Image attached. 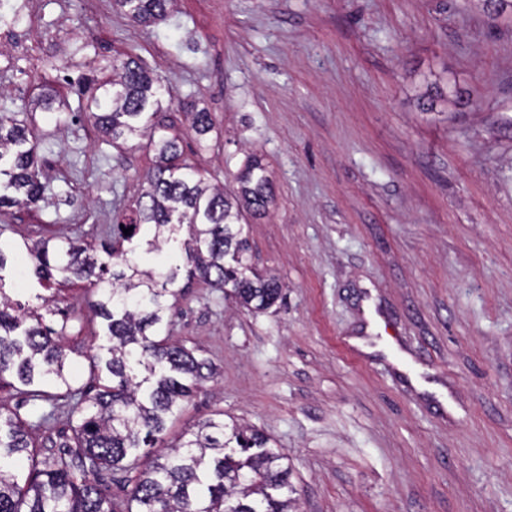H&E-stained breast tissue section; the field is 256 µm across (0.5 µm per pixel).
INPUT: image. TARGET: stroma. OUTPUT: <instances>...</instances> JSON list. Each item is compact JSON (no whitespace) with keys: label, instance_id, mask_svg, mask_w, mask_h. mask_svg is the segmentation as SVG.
<instances>
[{"label":"stroma","instance_id":"obj_1","mask_svg":"<svg viewBox=\"0 0 512 512\" xmlns=\"http://www.w3.org/2000/svg\"><path fill=\"white\" fill-rule=\"evenodd\" d=\"M11 3L0 108L39 141L51 203L0 224L70 236L128 213L154 153L105 141L79 87L129 55L162 78L154 120L211 183L235 190L253 155L268 165L274 202L248 237L282 296L256 314L187 288L173 337L219 374L166 441L218 410L261 430L290 459L298 512H512V16L478 0H175L142 27L112 0ZM427 78L456 89L445 114L419 107ZM46 87L63 124L34 107ZM192 104L212 115L206 136ZM66 296L81 385L101 321L85 286ZM366 297L451 408L395 376L392 353L341 349Z\"/></svg>","mask_w":512,"mask_h":512}]
</instances>
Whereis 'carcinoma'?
I'll return each mask as SVG.
<instances>
[{"label": "carcinoma", "mask_w": 512, "mask_h": 512, "mask_svg": "<svg viewBox=\"0 0 512 512\" xmlns=\"http://www.w3.org/2000/svg\"><path fill=\"white\" fill-rule=\"evenodd\" d=\"M174 0H112L130 20L150 26L167 18ZM163 91L133 57L84 87L86 109L108 141L146 138L156 165L123 226L99 229L103 259L83 233L0 245V389L26 396L21 407L0 405V512H293L288 454L258 429L224 423L216 411L168 448H156L168 422L204 382L213 362L173 339L172 312L182 268L255 312L272 307L282 287L249 262L246 215H263L273 198L267 166L249 158L228 194L207 185L182 160L179 137L153 123ZM59 124L67 107L50 93L38 99ZM198 136L213 128L211 113H190ZM38 146L13 112L0 113V209L48 204L36 173ZM130 229V234L123 229ZM173 245L184 264L143 270L135 256ZM32 262L39 305L21 303L6 276L21 255ZM93 289L92 314L103 320L102 343L85 354L86 385L69 368L68 318L43 323L66 302L61 286ZM57 431L43 440L37 431ZM134 474V486L112 501L98 481L104 472Z\"/></svg>", "instance_id": "cac0c4a2"}]
</instances>
